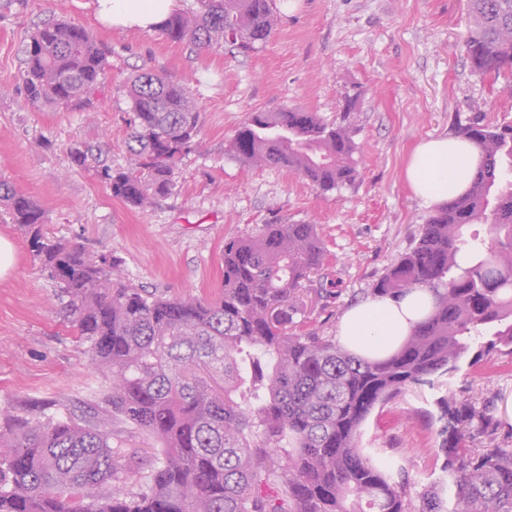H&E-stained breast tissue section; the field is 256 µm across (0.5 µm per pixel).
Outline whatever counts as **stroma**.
I'll use <instances>...</instances> for the list:
<instances>
[{
	"mask_svg": "<svg viewBox=\"0 0 512 512\" xmlns=\"http://www.w3.org/2000/svg\"><path fill=\"white\" fill-rule=\"evenodd\" d=\"M277 20L259 51H202L162 32L101 25L93 0H0V178L36 200L50 234L117 260L124 283L160 296L211 297L224 281V241L264 224H314L327 250L331 297L308 284L307 328L336 335L343 312L411 247L431 205L405 179L422 140L456 134L475 115L512 122V76L473 71L463 52L472 26L468 0H278ZM64 20L91 32L103 50L104 88L87 111L31 104L21 73L29 33ZM153 70L188 85L201 129L182 159L175 186L143 209L113 198L99 172L125 170L131 117L128 85ZM355 103L353 139L360 177L327 193L274 167L228 152L247 114L299 108L327 122ZM82 149L84 165L70 152ZM15 265L0 279V411L29 418L90 417V393L109 379L90 361L68 321L56 284L22 231L0 213ZM475 402L501 397L494 414L512 425V356L462 364L453 379ZM433 394L406 392L377 406L360 445L405 465L412 494L437 475L439 439L426 418Z\"/></svg>",
	"mask_w": 512,
	"mask_h": 512,
	"instance_id": "obj_1",
	"label": "stroma"
}]
</instances>
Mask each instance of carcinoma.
<instances>
[{"mask_svg":"<svg viewBox=\"0 0 512 512\" xmlns=\"http://www.w3.org/2000/svg\"><path fill=\"white\" fill-rule=\"evenodd\" d=\"M274 0H194L161 32L198 49L247 55L267 42ZM472 70L512 73V0H469ZM106 57L92 33L63 20L34 31L22 73L29 102L62 110L92 103ZM125 142L134 164L100 171L133 207L174 186L201 113L190 88L144 71L130 81ZM351 104L340 121L286 108L254 111L229 141L248 164L283 168L329 192L359 176ZM458 133L484 163L467 192L437 207L414 245L370 295H436L430 314L381 360L361 358L317 328L297 330L302 283L326 267L315 224H264L224 243V285L209 298H166L120 280L117 262L43 233L44 211L0 180V207L59 287L90 360L112 381L107 416L159 443L126 448L100 421L0 417V512H512V448L494 437L490 391L476 407L446 385L465 357L512 355V124L472 119ZM472 224L493 235H467ZM446 388L428 413L443 478L412 497L402 465L359 446L374 408L406 391Z\"/></svg>","mask_w":512,"mask_h":512,"instance_id":"cac0c4a2","label":"carcinoma"}]
</instances>
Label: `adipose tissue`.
Wrapping results in <instances>:
<instances>
[{"instance_id":"obj_1","label":"adipose tissue","mask_w":512,"mask_h":512,"mask_svg":"<svg viewBox=\"0 0 512 512\" xmlns=\"http://www.w3.org/2000/svg\"><path fill=\"white\" fill-rule=\"evenodd\" d=\"M175 8V0H94L97 19L113 27L155 31ZM481 151L470 140L444 136L421 142L406 168L413 191L435 205L464 194L481 164ZM435 303L428 290H416L400 300L371 297L351 306L338 325L340 344L371 360L393 352L425 319Z\"/></svg>"}]
</instances>
